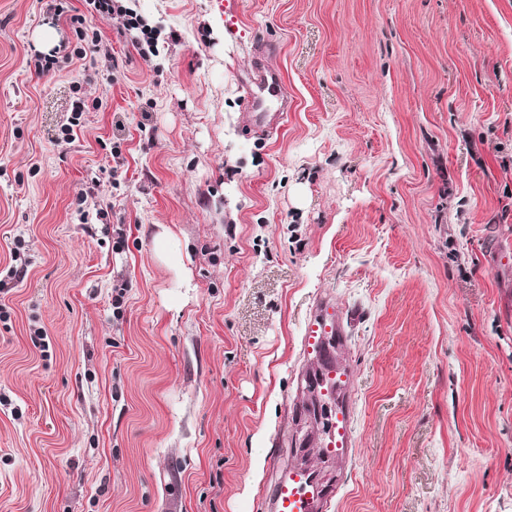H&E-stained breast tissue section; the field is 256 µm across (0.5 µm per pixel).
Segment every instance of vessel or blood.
I'll return each mask as SVG.
<instances>
[{
	"label": "vessel or blood",
	"mask_w": 512,
	"mask_h": 512,
	"mask_svg": "<svg viewBox=\"0 0 512 512\" xmlns=\"http://www.w3.org/2000/svg\"><path fill=\"white\" fill-rule=\"evenodd\" d=\"M259 59L244 81L246 96L242 128L246 135H271L277 132L288 110L287 103H280L276 111H269V99L278 98L281 90V73L270 59L278 48L262 40L256 45ZM319 493L307 473L291 468L283 471L272 497L274 512H311Z\"/></svg>",
	"instance_id": "obj_1"
}]
</instances>
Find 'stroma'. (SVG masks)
Here are the masks:
<instances>
[{"mask_svg": "<svg viewBox=\"0 0 512 512\" xmlns=\"http://www.w3.org/2000/svg\"><path fill=\"white\" fill-rule=\"evenodd\" d=\"M62 5L0 0V512H273L323 303V512H512V0H127L148 60ZM75 15L118 72L29 68ZM264 37L291 108L248 137Z\"/></svg>", "mask_w": 512, "mask_h": 512, "instance_id": "1", "label": "stroma"}]
</instances>
